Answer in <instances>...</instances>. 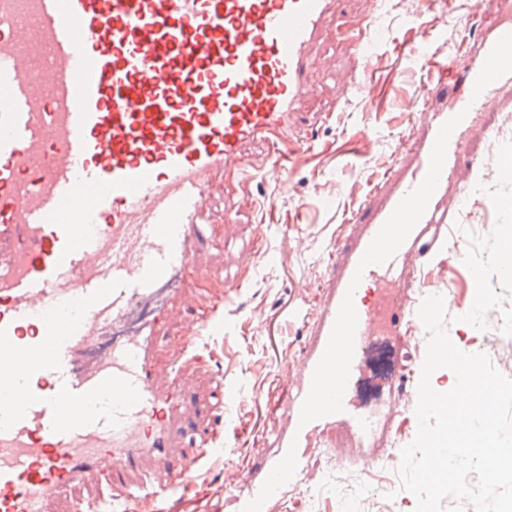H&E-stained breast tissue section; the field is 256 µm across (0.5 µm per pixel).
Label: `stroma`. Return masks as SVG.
<instances>
[{
  "instance_id": "obj_1",
  "label": "stroma",
  "mask_w": 512,
  "mask_h": 512,
  "mask_svg": "<svg viewBox=\"0 0 512 512\" xmlns=\"http://www.w3.org/2000/svg\"><path fill=\"white\" fill-rule=\"evenodd\" d=\"M497 17L512 21V0H345L322 31L313 52L327 60L328 69L306 104L308 120L297 136L285 184L265 178L273 148L258 141L247 148L254 178L239 185L225 175L223 189L210 197L209 230L195 255L203 272L198 285L217 292L228 278L241 280L243 287L225 306L222 320L200 332V366L190 383L201 403L208 402L214 385L230 392L222 438L234 453L217 451L197 464L187 474L186 492L161 500V512H246L248 486L266 480L294 452L303 459L300 474L276 489L266 512H344L333 494L340 482L349 487L353 512H379V504L367 499L374 486L386 481L399 486V479H387L379 469L366 472L354 461L341 465L340 459L363 453L380 461L389 449L412 442L423 354L404 359L394 379L402 412L364 449L343 427L305 434L276 418L289 400L283 374L290 362L314 355L318 299L331 256L352 247L351 216L381 208L395 187L394 173L409 168L413 148L426 141L430 113L448 103L443 89L426 100L423 111L410 110L417 86L436 78L419 68L416 48L426 47L440 59L453 54L469 65L488 34L486 21ZM365 30L376 37L368 56L355 50ZM506 114L512 115V81L500 86L481 123L465 131L469 153L490 150L487 132ZM502 224L512 225V210L498 211L490 220L482 202L470 199L437 250L408 271L412 284L448 295L446 329L459 348H478L481 338L468 311L471 272L457 264V248L485 252ZM245 254L252 257L247 270L239 265Z\"/></svg>"
}]
</instances>
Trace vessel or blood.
Returning a JSON list of instances; mask_svg holds the SVG:
<instances>
[{"label":"vessel or blood","instance_id":"b4317fda","mask_svg":"<svg viewBox=\"0 0 512 512\" xmlns=\"http://www.w3.org/2000/svg\"><path fill=\"white\" fill-rule=\"evenodd\" d=\"M341 0H0V512H50L112 478L114 504L154 512L222 434L196 433L185 378L157 365V333L237 294L196 286L204 211L246 147L277 151L284 181L298 119L320 86L312 45ZM512 79V26L494 24L482 62L414 153L385 205L332 260L324 337L293 398L306 429L361 439L400 408L367 413L349 391L365 341L419 324L405 267L460 214L476 157L462 130ZM375 299L363 304L360 290ZM151 318L86 366L81 357L135 308Z\"/></svg>","mask_w":512,"mask_h":512}]
</instances>
